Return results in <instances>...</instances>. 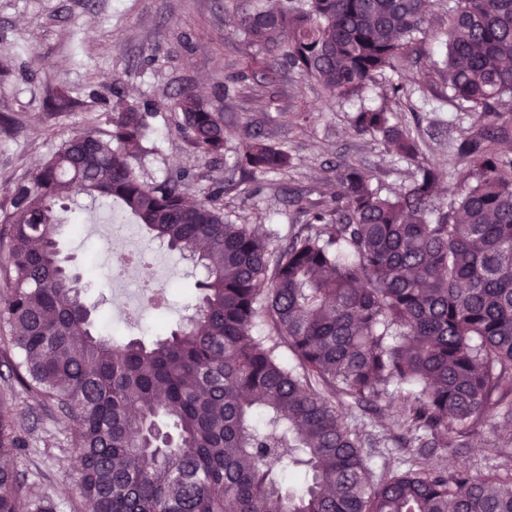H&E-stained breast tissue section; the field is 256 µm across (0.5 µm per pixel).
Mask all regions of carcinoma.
Returning <instances> with one entry per match:
<instances>
[{
  "label": "carcinoma",
  "instance_id": "carcinoma-1",
  "mask_svg": "<svg viewBox=\"0 0 512 512\" xmlns=\"http://www.w3.org/2000/svg\"><path fill=\"white\" fill-rule=\"evenodd\" d=\"M430 2L277 0L229 22L345 100L410 63ZM444 22V60L429 70L482 117L453 141L448 169L387 104L363 107L355 130L413 161L415 176L383 195L371 171L345 165L336 195L298 207L304 224L279 249L211 200L186 202L189 172L144 180L148 112L117 87L112 129L67 141L17 188L0 290V316L17 327L9 377L76 421L84 512H512V469L413 463L373 481L371 441L336 410L413 388L397 421L422 457L467 447L493 405L512 418V0H446ZM174 106L200 152H224L219 113L188 93ZM243 165L253 180L293 167L259 137ZM456 174L457 196L437 203ZM81 195L116 202L207 269L193 315L165 337L114 344L96 331L58 263L60 211ZM21 448L0 399V460ZM285 470L307 474L301 494L272 480ZM22 489L0 466V512H16Z\"/></svg>",
  "mask_w": 512,
  "mask_h": 512
}]
</instances>
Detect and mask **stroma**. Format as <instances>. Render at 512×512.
Returning <instances> with one entry per match:
<instances>
[{
    "label": "stroma",
    "instance_id": "stroma-1",
    "mask_svg": "<svg viewBox=\"0 0 512 512\" xmlns=\"http://www.w3.org/2000/svg\"><path fill=\"white\" fill-rule=\"evenodd\" d=\"M252 0H0V265L7 260V218L16 187L66 141L112 124V85L120 83L127 102L149 104L151 114L140 160V174L159 181L171 172L190 171V198H214L226 215L272 234L274 246L287 245L298 223L289 195L318 200L334 192L342 165L356 163L374 175L391 195L411 181L415 167L352 124L363 106L383 102L381 87L363 97L326 100L312 81L281 67L266 79L242 78L248 62L265 52L246 35L226 29L228 11L250 8ZM235 91L225 95V82ZM403 91L390 107L395 122L417 130L426 155L447 166L450 140L478 121L476 113L441 96L423 70L401 73ZM193 93L221 112L228 141L215 160L193 148L180 131L173 104L177 92ZM287 149L290 171L258 183L244 180L235 160L253 133ZM106 199L79 197L64 213L60 246L72 256V270L87 286L85 301L96 326L127 323V337L149 342L162 328H173L197 299L196 283L206 272L179 252L158 245L161 283L172 290L166 311L147 309L130 278L119 276L115 249L146 244L145 231L114 240ZM11 327L0 317V397L12 404L25 447L13 465L27 495H53L57 512H83L72 490L76 457L74 424L41 397L11 385ZM393 404L383 400L345 410V420L373 447L363 455L374 475L405 469L411 460ZM512 421L496 416L459 453L438 450L433 462L484 474L512 467Z\"/></svg>",
    "mask_w": 512,
    "mask_h": 512
}]
</instances>
